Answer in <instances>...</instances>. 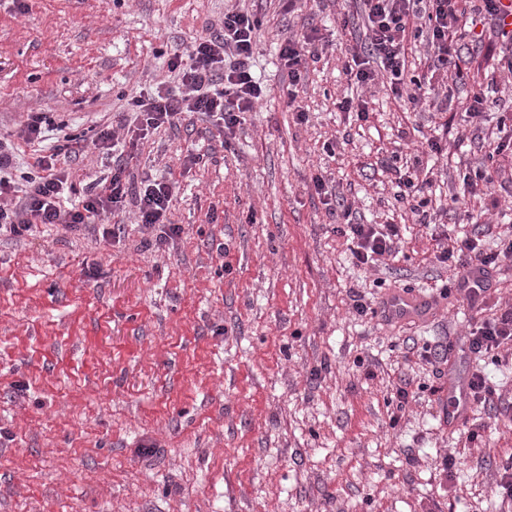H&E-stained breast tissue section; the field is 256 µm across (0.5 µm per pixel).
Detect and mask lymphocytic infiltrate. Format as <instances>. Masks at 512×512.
<instances>
[{
    "label": "lymphocytic infiltrate",
    "mask_w": 512,
    "mask_h": 512,
    "mask_svg": "<svg viewBox=\"0 0 512 512\" xmlns=\"http://www.w3.org/2000/svg\"><path fill=\"white\" fill-rule=\"evenodd\" d=\"M366 29L363 42L352 50L345 70L351 80L361 85L386 76L392 91L416 101L423 89L421 79L406 69V49L413 37L412 18L425 19L426 52L434 71L453 72L463 79L461 55L455 39L462 25L459 0H359ZM261 20L255 14L229 11L221 30L193 41L188 56H174L171 70L177 71L176 87L156 89L153 94H135L127 102L122 122L130 132L145 128L173 126L183 116L199 114L222 126L225 136L235 134L247 112L253 111L264 90L251 70L256 49V32ZM315 35L291 38L282 45L279 58L290 85H298L314 58ZM65 125L55 122L52 113H29L22 131L25 143L35 145L34 162L22 180L12 177L13 145L0 141V235L27 236L40 226L55 227L74 235H94L109 241L119 238L123 227L106 223V216L123 210L128 196H135L137 222L147 234V246L163 250L180 238L184 228L167 219L173 201V183L143 179L132 185L124 154L115 150L116 132L105 127L96 130L88 144L112 155L110 178L90 183L77 201H70L68 162L82 146L76 138L65 135ZM59 131L61 139L51 148L43 142L50 131ZM317 193L334 198L341 210L342 224L336 235L345 238L358 263L374 264L397 250L401 229L396 224H355L350 222L351 205L344 197L334 196L322 176H314ZM440 263L466 268L467 274L445 284L440 294H459L471 306H482L488 293L490 272L501 263L512 261V234L502 238L495 249H485L479 237H454L441 250ZM475 353L500 359L512 354V305L502 308L492 318L474 324L465 340Z\"/></svg>",
    "instance_id": "1"
}]
</instances>
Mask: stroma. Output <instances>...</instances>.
Here are the masks:
<instances>
[{
    "label": "stroma",
    "mask_w": 512,
    "mask_h": 512,
    "mask_svg": "<svg viewBox=\"0 0 512 512\" xmlns=\"http://www.w3.org/2000/svg\"><path fill=\"white\" fill-rule=\"evenodd\" d=\"M24 2L0 0V137L19 146L17 172L32 161L28 113L90 137L136 91L177 85L173 55L230 10L262 21L251 65L265 96L232 140L194 115L131 147L135 179L177 186L169 218L185 232L166 250L144 246L131 203L112 243L44 228L0 238V512H512L495 490L512 454V361L458 349L469 325L512 304V263L479 310L440 297L464 271L436 260L448 237L476 231L492 248L512 226V145L489 162L490 193L463 185L502 112L468 122L459 103L512 98V73L492 64L501 44L459 39L465 83L433 79L413 104L346 75L363 36L356 0L291 13L283 0ZM313 27L319 56L289 91L279 49ZM347 97L366 100L365 118L340 109ZM403 172L425 183L426 219L397 198ZM317 174L358 222L400 225L395 256L356 263ZM404 290L429 313L379 316ZM439 343L436 370L420 352ZM477 369L500 400L443 419L448 372Z\"/></svg>",
    "instance_id": "1"
}]
</instances>
